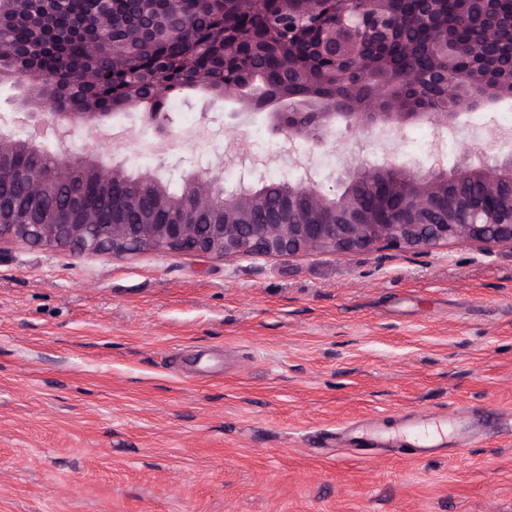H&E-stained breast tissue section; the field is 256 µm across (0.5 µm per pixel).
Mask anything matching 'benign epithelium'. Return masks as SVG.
Masks as SVG:
<instances>
[{
	"label": "benign epithelium",
	"instance_id": "1",
	"mask_svg": "<svg viewBox=\"0 0 512 512\" xmlns=\"http://www.w3.org/2000/svg\"><path fill=\"white\" fill-rule=\"evenodd\" d=\"M336 5V21L321 27L315 54L336 67L326 74L330 85L339 83L342 66L359 62L380 76L384 106L371 99L358 100L353 111L338 112L328 104L318 112H269L273 129L289 139L318 143L338 123L349 129L374 132L381 137L401 131L410 123L425 121L444 135L466 123L471 110L496 105L512 98V43L505 42L503 30H512V11L497 7L499 0H457L460 14L470 18L479 38L461 44L438 10V0H420L416 23L410 25L388 7L390 0H286L284 24L288 31L303 25L312 27L326 16L321 4ZM129 23L116 33L111 28L112 0H94V8L76 20L71 30L60 36L81 40L92 64L69 80L82 93L73 96L70 107L54 112L57 126L70 130L81 122L106 127L116 114L103 111L97 95L96 62L107 50L112 60L125 44L143 49L182 38L194 29V20L178 8V0H167L159 12L143 7L146 0H125ZM28 8V0H0V26H25L33 33L28 45L11 49L26 61L13 78L29 82L35 95L31 113L49 105L55 86L46 82L38 64L39 43L51 29L45 19ZM425 30L431 39L445 43L472 65L460 72L436 69L433 74L397 70L385 56L384 48L402 34ZM211 46L224 63L239 58L242 47L237 34L223 26L211 28ZM171 64L156 62L125 84L119 102L142 109L143 120L157 133L168 131L152 112L155 101L170 91ZM439 88L454 103L451 112H415L394 93L395 86ZM32 155L51 159L46 172L25 164ZM221 168L210 166L186 176V191L171 194L155 177L131 178L125 170L105 162L102 155H74L65 143L48 153L30 140L0 136V187L5 185L23 196L51 195L61 184L91 182L98 192L111 196L112 186L122 181L127 192L122 203L104 217L93 211L73 209L40 224H21L10 211V197L0 192V242L19 240L31 246H55L84 254L132 255L145 249L187 255H214L226 260L246 256H283L307 252H330L339 257L370 254L382 248L427 252L450 243L488 251L512 248V156L494 167L481 160L465 159L452 171L440 161L427 168L395 158L386 152L371 163H355L346 171L343 190L329 194L310 174L288 183L282 190L284 201L274 208L252 190L253 170L243 168L239 189L226 191ZM150 191L160 206L183 215L173 224H133L128 212L140 196ZM263 212L260 224L252 217Z\"/></svg>",
	"mask_w": 512,
	"mask_h": 512
}]
</instances>
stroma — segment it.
<instances>
[{
  "label": "stroma",
  "instance_id": "stroma-1",
  "mask_svg": "<svg viewBox=\"0 0 512 512\" xmlns=\"http://www.w3.org/2000/svg\"><path fill=\"white\" fill-rule=\"evenodd\" d=\"M25 93L0 80V133L54 150ZM233 142L258 176L335 188L390 149L504 157L512 102L444 137L339 124L313 145L198 92L168 138L136 109L69 136L175 187L210 164L235 184ZM0 512H512V248L227 261L0 243Z\"/></svg>",
  "mask_w": 512,
  "mask_h": 512
}]
</instances>
